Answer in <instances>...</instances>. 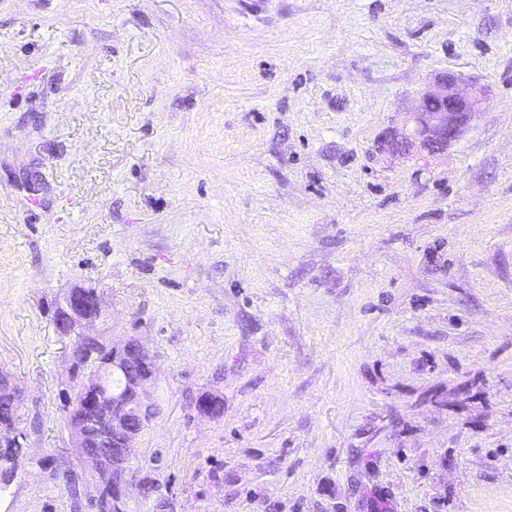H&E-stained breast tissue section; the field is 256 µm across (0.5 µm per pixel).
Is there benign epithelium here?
Returning a JSON list of instances; mask_svg holds the SVG:
<instances>
[{
	"label": "benign epithelium",
	"instance_id": "1",
	"mask_svg": "<svg viewBox=\"0 0 512 512\" xmlns=\"http://www.w3.org/2000/svg\"><path fill=\"white\" fill-rule=\"evenodd\" d=\"M485 89L468 82L453 71L438 72L417 93L408 120L392 128L384 141L385 150L400 156L425 153L433 156L460 141L483 114ZM56 329L62 336H81L103 346L105 355L92 362L83 373L71 371L79 397L68 405V429L80 468L67 475V482L81 487L98 512H128L130 493L127 450L135 441L150 414L147 385L156 372L148 350L135 339L102 344L94 334L104 314L98 289L78 285L57 303ZM136 362L139 372L130 389L121 394L109 392L106 378L124 371ZM24 435L16 422L0 425V445L22 446ZM109 489V496L101 495Z\"/></svg>",
	"mask_w": 512,
	"mask_h": 512
}]
</instances>
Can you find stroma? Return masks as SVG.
<instances>
[{
  "label": "stroma",
  "instance_id": "1",
  "mask_svg": "<svg viewBox=\"0 0 512 512\" xmlns=\"http://www.w3.org/2000/svg\"><path fill=\"white\" fill-rule=\"evenodd\" d=\"M444 69L474 128L382 152ZM77 284L158 366L133 512H512V0H0V512H91ZM16 413L11 393L4 387H0V423L1 418L11 417ZM24 435L19 432L16 421L11 423H1L0 425V443L2 447L22 448Z\"/></svg>",
  "mask_w": 512,
  "mask_h": 512
}]
</instances>
